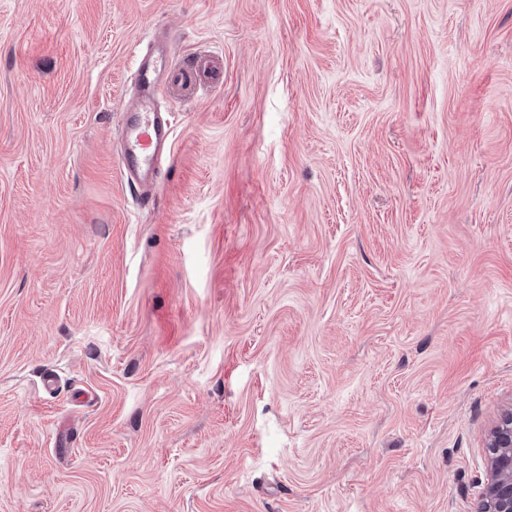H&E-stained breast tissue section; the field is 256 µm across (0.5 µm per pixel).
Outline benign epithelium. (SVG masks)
<instances>
[{"label":"benign epithelium","instance_id":"obj_1","mask_svg":"<svg viewBox=\"0 0 512 512\" xmlns=\"http://www.w3.org/2000/svg\"><path fill=\"white\" fill-rule=\"evenodd\" d=\"M488 467L477 512H512V408L488 432Z\"/></svg>","mask_w":512,"mask_h":512}]
</instances>
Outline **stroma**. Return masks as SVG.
Returning <instances> with one entry per match:
<instances>
[{
	"mask_svg": "<svg viewBox=\"0 0 512 512\" xmlns=\"http://www.w3.org/2000/svg\"><path fill=\"white\" fill-rule=\"evenodd\" d=\"M511 406L512 0H0V512H475ZM134 95L121 111V173L128 184L142 189L154 184L163 151L171 149L173 131L168 117L158 112V100L165 90L185 93L200 85L224 83L223 58L199 54L190 64L170 61L167 49L151 47L138 54L134 68Z\"/></svg>",
	"mask_w": 512,
	"mask_h": 512,
	"instance_id": "35a3bbf8",
	"label": "stroma"
}]
</instances>
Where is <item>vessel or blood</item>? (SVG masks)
I'll use <instances>...</instances> for the list:
<instances>
[{
  "instance_id": "vessel-or-blood-1",
  "label": "vessel or blood",
  "mask_w": 512,
  "mask_h": 512,
  "mask_svg": "<svg viewBox=\"0 0 512 512\" xmlns=\"http://www.w3.org/2000/svg\"><path fill=\"white\" fill-rule=\"evenodd\" d=\"M134 95L120 116L121 173L138 187L154 182L159 158L170 149L172 125L158 110L163 91L190 92L200 85L220 86L224 62L215 54H199L190 64H174L167 49L152 47L138 54L134 68Z\"/></svg>"
}]
</instances>
